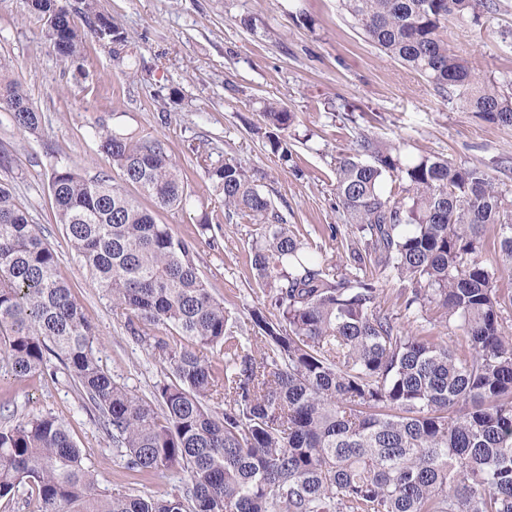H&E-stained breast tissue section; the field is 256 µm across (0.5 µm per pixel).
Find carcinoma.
Returning <instances> with one entry per match:
<instances>
[{
	"instance_id": "1",
	"label": "carcinoma",
	"mask_w": 512,
	"mask_h": 512,
	"mask_svg": "<svg viewBox=\"0 0 512 512\" xmlns=\"http://www.w3.org/2000/svg\"><path fill=\"white\" fill-rule=\"evenodd\" d=\"M65 60L85 33L63 0H24ZM387 56L425 76L439 94L512 125V79L476 76L448 48L444 21L477 23L494 0H340ZM0 61V105L14 126L42 117ZM266 125L288 131L293 113L269 102ZM119 179L62 166L50 190L57 223L94 287L127 316L132 335L174 378L146 400L99 365L94 331L57 276L55 252L0 184V360L22 381L55 377V358L99 412L127 468L151 477L177 470L186 488L162 497L98 491L66 423L52 415L0 429V500L23 493L31 512H512V304L480 259L487 226L512 270V201L478 166L438 157L401 158L363 134L336 157L337 206L357 232L340 239L342 262L315 260L271 199L238 163L192 148L224 197V210L260 225L251 268L275 313L251 310L255 331L235 321L208 288L195 246L156 219L187 201V185L165 143L97 133ZM271 153L292 158L266 133ZM390 182V190L384 183ZM150 200L147 208L126 186ZM411 288L406 309H437L460 323L451 348L421 336L381 308L379 284ZM175 331L173 344L159 337ZM224 354L220 370L203 356ZM220 397L218 413L209 401Z\"/></svg>"
}]
</instances>
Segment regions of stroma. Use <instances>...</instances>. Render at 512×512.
I'll use <instances>...</instances> for the list:
<instances>
[{"label": "stroma", "instance_id": "1", "mask_svg": "<svg viewBox=\"0 0 512 512\" xmlns=\"http://www.w3.org/2000/svg\"><path fill=\"white\" fill-rule=\"evenodd\" d=\"M489 22L448 19V45L483 78L512 77V51L499 33L512 29V0H499ZM99 11L129 39L136 72L117 67L107 41L88 36L82 56L63 62L46 38L43 22L20 0H0V60L42 122L18 130L0 108V151L12 164L0 183L12 188L58 258L57 271L97 336L100 365L114 381L143 398L168 367L146 343L136 341L126 319L93 288L62 227L49 191L53 168L86 176L112 173V160L97 145L98 128L162 139L188 183L190 198L157 213L159 223L195 240L200 269L213 294L250 329L251 309L268 305L249 262L256 238L252 224L227 220L215 190L192 152L209 141L213 160L241 164L288 224L298 230L316 260L338 263L329 225L352 232L336 206L335 167L360 133L396 144L408 157L436 156L485 170L512 196V126L465 112L441 97L419 73L384 55L344 14L338 0H97ZM294 113L286 137L293 158L281 163L256 133L266 101ZM211 228L199 229L201 217ZM398 280L383 281L381 306L422 335L457 342V322L408 317ZM66 421L85 460L98 472V490L112 495L136 488L145 495L177 493L182 473L133 478L112 440L85 410L65 374L19 382L0 362V427L36 414Z\"/></svg>", "mask_w": 512, "mask_h": 512}]
</instances>
